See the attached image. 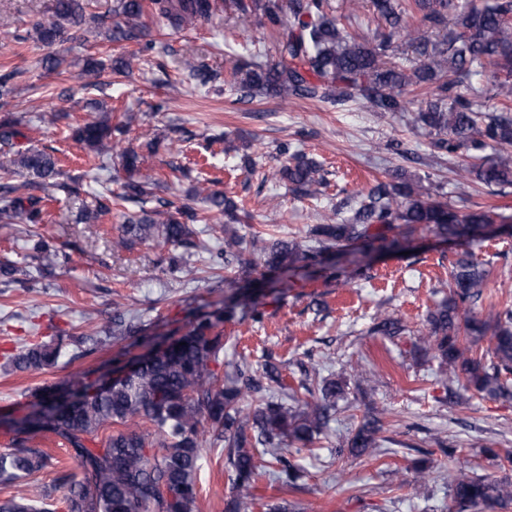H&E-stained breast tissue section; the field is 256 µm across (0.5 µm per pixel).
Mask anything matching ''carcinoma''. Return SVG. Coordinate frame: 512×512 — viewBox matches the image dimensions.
<instances>
[{"mask_svg": "<svg viewBox=\"0 0 512 512\" xmlns=\"http://www.w3.org/2000/svg\"><path fill=\"white\" fill-rule=\"evenodd\" d=\"M117 17L104 31L110 42H137L144 36V16L152 14L175 29L191 28L210 20L220 11L215 0H116ZM373 13L386 30L377 32L373 44L347 32L337 17L327 13V0H230L240 14L254 11L277 27V60L231 62V87L241 102L256 98L308 99L342 107L357 98L369 112L391 116L409 114L408 123L433 135L430 147L441 154L472 151L475 162L460 176L474 178L501 190L512 187V0H492L481 7H465L459 0H370ZM443 34L424 39L405 23L409 9ZM98 16L85 10V0H55L54 20L33 26L37 40L52 47L60 42H78ZM404 39L423 60L406 69L389 60L392 38ZM136 54L108 62L90 59L82 69L84 86H95L109 69L122 74L134 68ZM183 68L206 86L218 73L192 57ZM490 72L484 86L474 78ZM429 85L431 98L416 111H409L407 93L412 86ZM133 116L116 126L106 118L87 122L76 130L77 139L99 155L117 152ZM24 132L18 122L0 121V169L17 170L29 179L0 181V223L41 224L44 220L40 191L53 183L57 162L49 154L22 146ZM492 149L490 155L482 154ZM127 173L121 192H103L94 197V207L81 209L80 221L94 224L112 211V198L146 203L153 179L140 172L139 154L120 152ZM360 195L354 214L337 224L328 216L312 229L313 244L296 238L266 239L254 232L249 245L233 233L224 238V269L250 275L260 256L264 272L260 279L224 278L229 292L224 306L193 315L184 334L165 338L135 363L133 372L100 384L101 377L86 372L77 381L73 395L58 386L41 388L34 402L10 420L15 433L11 446L0 452V484L26 483L52 466L51 457L31 445L41 434H51L65 443L75 468L55 470L51 486L35 487L29 497L0 500V512H58L52 492L63 490V512H197L199 468L204 434L209 445L224 449L231 468L236 497L225 512H245L255 500L258 481L271 475L284 486L300 479V470L286 456L283 445L291 440L304 445L325 427L344 393L342 382L323 380L319 395L302 399L288 392L281 373L272 366L265 374L281 390L278 397L261 395V383L249 366L224 378V321L236 310L261 312L256 299L268 293H284L292 278L310 279L353 276L372 253L400 252L409 248L415 226L421 225L447 242L486 237L502 232L496 226L500 214L473 203L462 214L432 198L421 181L407 177L399 167ZM264 178L288 182L300 197L322 194L326 179L321 165L296 152L287 164ZM210 207L227 220H238L236 203L214 192L209 181L193 188ZM140 210L128 216L121 234L112 240V250L127 248L132 240L156 238L173 247L191 243L192 224L203 222L195 209ZM402 227L390 236L388 231ZM57 253L48 244L34 245L33 259L44 267L55 264ZM448 298L427 314V333L420 343L435 352L442 380L465 390L501 394L507 391L503 378L512 374V305L493 302L475 311L483 300L486 271L465 251L451 272ZM404 331L399 318L379 317L372 332L397 336ZM112 338L137 346L150 337L140 325L112 318ZM491 343L494 361L486 365L472 355V345L483 339ZM67 336L60 333L48 341H36L7 358L5 366L20 372L54 367ZM382 412L372 408L347 439L356 457L375 454L383 431ZM142 423L145 428L137 427ZM450 512H478L480 507L505 509L512 504V483L476 479L460 469L451 480Z\"/></svg>", "mask_w": 512, "mask_h": 512, "instance_id": "obj_1", "label": "carcinoma"}]
</instances>
